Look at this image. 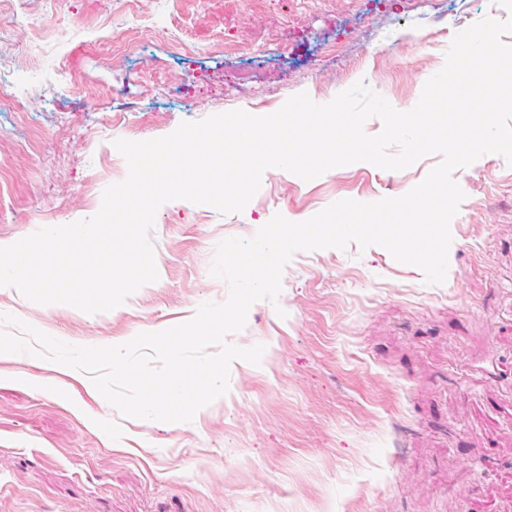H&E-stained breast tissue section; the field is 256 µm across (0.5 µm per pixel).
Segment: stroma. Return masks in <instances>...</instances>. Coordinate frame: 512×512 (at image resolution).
I'll return each mask as SVG.
<instances>
[{"label": "stroma", "mask_w": 512, "mask_h": 512, "mask_svg": "<svg viewBox=\"0 0 512 512\" xmlns=\"http://www.w3.org/2000/svg\"><path fill=\"white\" fill-rule=\"evenodd\" d=\"M56 32L0 68V244L99 206L128 167L115 140L182 122L325 104L363 81L412 109L456 32L506 19L496 0H0ZM440 161L367 162L305 181L276 168L242 212L186 200L157 212L159 279L87 314L0 292L9 313L73 345H119L191 319L229 287L217 245L274 215L305 221L335 201L399 197ZM465 194L443 284L380 246L296 252L277 301L229 344V391L189 423L129 418L88 373L0 355V512H512V166L486 154L453 173Z\"/></svg>", "instance_id": "stroma-1"}]
</instances>
